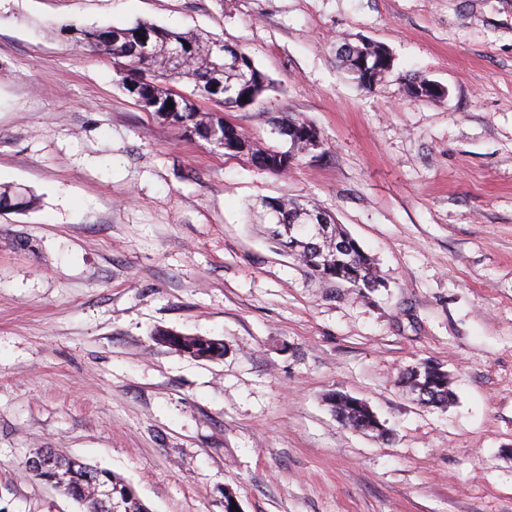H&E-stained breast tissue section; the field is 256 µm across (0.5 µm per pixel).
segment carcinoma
<instances>
[{
    "mask_svg": "<svg viewBox=\"0 0 512 512\" xmlns=\"http://www.w3.org/2000/svg\"><path fill=\"white\" fill-rule=\"evenodd\" d=\"M64 31L80 46L100 51L123 65L121 76L125 91L135 88L137 102L163 123L197 136L208 143L224 144V151L237 155L247 154L259 166L282 172L290 168L304 154L306 136L311 126L300 119L284 121L272 119L275 131L285 137L289 148L285 151H255L249 139L224 118V113L254 103L268 88L269 78L243 49L222 40L201 34L185 35L171 28L142 21L132 26L77 27L68 25ZM150 38V42L141 37ZM182 51L189 60L187 75L175 77L170 73L169 55ZM238 56L244 71L224 68V57ZM339 67L352 76L362 88L371 86L363 81L357 62H366L367 69L381 81L394 66L389 51L377 44L342 42L336 49ZM185 82L192 85L188 94H179L174 85ZM429 79L417 74L406 77L410 99L430 102L437 95L424 91ZM214 104L210 111L202 110L197 99ZM173 108H167L168 103ZM282 219L270 232L271 240L284 252L297 257L315 275L324 281L349 284L360 291L375 287L376 272L373 259L337 224L334 217L317 208H309L294 200L279 198ZM35 198L13 185H0V209L26 211ZM320 216L327 223L326 235L301 236L288 233L303 221V215ZM160 340L192 358H216L224 354V343L191 337L177 332H160ZM400 384L417 394L418 400L436 408H444L452 400L448 373L438 366L417 365L407 369ZM332 411L343 424L359 431L386 436V429L376 414L362 401L346 394L330 397ZM40 467L29 471L66 496L83 504L86 512H107L106 505L96 498V488L105 487L111 494L124 499L126 512H149L133 489L122 478L111 472L93 467L50 449L35 453Z\"/></svg>",
    "mask_w": 512,
    "mask_h": 512,
    "instance_id": "cac0c4a2",
    "label": "carcinoma"
}]
</instances>
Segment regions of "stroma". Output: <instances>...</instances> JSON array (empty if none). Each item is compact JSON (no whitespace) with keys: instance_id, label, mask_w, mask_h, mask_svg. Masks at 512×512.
I'll list each match as a JSON object with an SVG mask.
<instances>
[{"instance_id":"stroma-1","label":"stroma","mask_w":512,"mask_h":512,"mask_svg":"<svg viewBox=\"0 0 512 512\" xmlns=\"http://www.w3.org/2000/svg\"><path fill=\"white\" fill-rule=\"evenodd\" d=\"M144 20L242 47L270 79L227 118L324 147L275 173L146 112L64 28ZM385 45L370 91L336 46ZM443 85L410 101L405 77ZM0 512H83L27 469L50 448L150 512H512V0H0ZM295 198L375 260L365 293L269 243ZM220 339L196 359L155 330ZM447 370L455 400L399 384ZM366 401L388 435L336 420ZM35 203V198L13 185H0V209L26 211ZM400 384L416 393L422 404L431 407H447L453 397L448 373L434 365L412 366L402 374Z\"/></svg>"}]
</instances>
